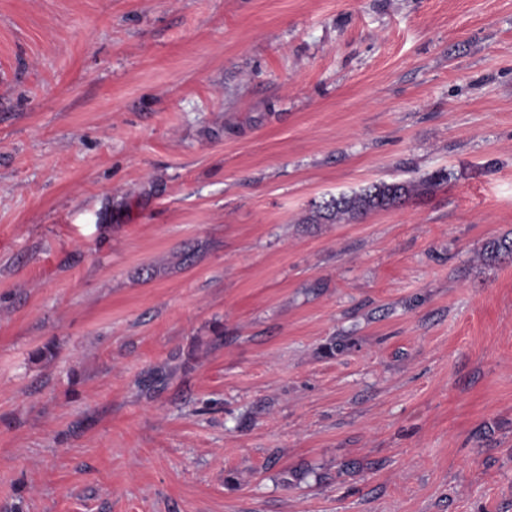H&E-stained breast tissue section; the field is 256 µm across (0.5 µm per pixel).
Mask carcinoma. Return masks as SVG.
Instances as JSON below:
<instances>
[{
    "mask_svg": "<svg viewBox=\"0 0 512 512\" xmlns=\"http://www.w3.org/2000/svg\"><path fill=\"white\" fill-rule=\"evenodd\" d=\"M414 191V186L405 183L373 184L360 193L326 199L316 207L310 221H337L344 216L358 219L371 212L388 210L404 203ZM490 260L512 259V240L495 239L485 246Z\"/></svg>",
    "mask_w": 512,
    "mask_h": 512,
    "instance_id": "carcinoma-1",
    "label": "carcinoma"
}]
</instances>
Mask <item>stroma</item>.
Returning a JSON list of instances; mask_svg holds the SVG:
<instances>
[{
	"label": "stroma",
	"mask_w": 512,
	"mask_h": 512,
	"mask_svg": "<svg viewBox=\"0 0 512 512\" xmlns=\"http://www.w3.org/2000/svg\"><path fill=\"white\" fill-rule=\"evenodd\" d=\"M495 238L512 0H0V512H512ZM414 190L413 185L405 183L372 184L361 193L351 196L341 194L324 200L309 220L311 223H320L322 220L337 221L343 216L358 219L371 212L399 206L409 199Z\"/></svg>",
	"instance_id": "35a3bbf8"
}]
</instances>
